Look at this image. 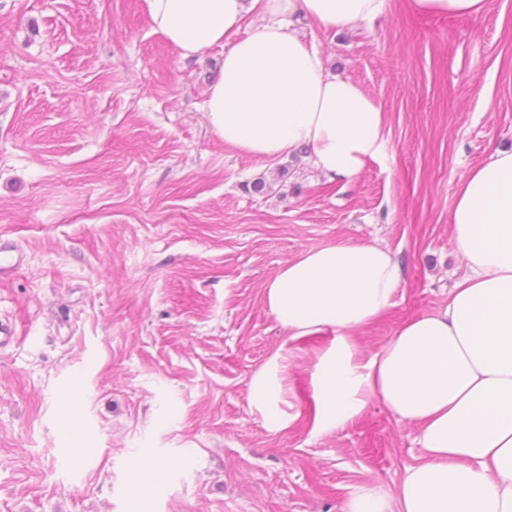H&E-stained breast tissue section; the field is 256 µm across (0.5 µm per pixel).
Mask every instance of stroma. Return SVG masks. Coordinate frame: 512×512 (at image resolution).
<instances>
[{
	"mask_svg": "<svg viewBox=\"0 0 512 512\" xmlns=\"http://www.w3.org/2000/svg\"><path fill=\"white\" fill-rule=\"evenodd\" d=\"M299 27L387 117L386 154L348 187L306 153L224 146L204 115L224 50L184 60L143 0H0V237L25 252L0 280V512H341L395 495L422 457L378 403L314 429L311 374L330 335L289 339L263 290L329 242L379 241L402 266L361 356L444 305L464 267L448 214L460 181L512 147V0L485 17L392 0L375 31ZM265 184L257 193L252 183ZM288 357L287 428L250 405ZM168 462L140 495L130 466Z\"/></svg>",
	"mask_w": 512,
	"mask_h": 512,
	"instance_id": "35a3bbf8",
	"label": "stroma"
}]
</instances>
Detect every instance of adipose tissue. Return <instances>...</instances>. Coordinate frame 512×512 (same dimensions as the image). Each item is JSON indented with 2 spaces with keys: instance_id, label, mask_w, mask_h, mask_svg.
<instances>
[{
  "instance_id": "1",
  "label": "adipose tissue",
  "mask_w": 512,
  "mask_h": 512,
  "mask_svg": "<svg viewBox=\"0 0 512 512\" xmlns=\"http://www.w3.org/2000/svg\"><path fill=\"white\" fill-rule=\"evenodd\" d=\"M152 30L182 58L218 46L220 77L208 120L225 146L274 160L313 150L321 173L349 185L387 148L386 114L328 67L294 27L295 11L327 30L371 24L390 0H144ZM263 19L248 25L252 11ZM244 38H237L238 30ZM466 267L447 304L404 321L368 359L358 332L393 305L401 267L375 242L338 241L283 264L264 305L290 338L332 333L311 377L315 429L361 419L372 403L414 427L424 451L395 496L361 488L342 512H512V149H499L460 182L448 215ZM288 358L252 377L248 399L278 429Z\"/></svg>"
}]
</instances>
